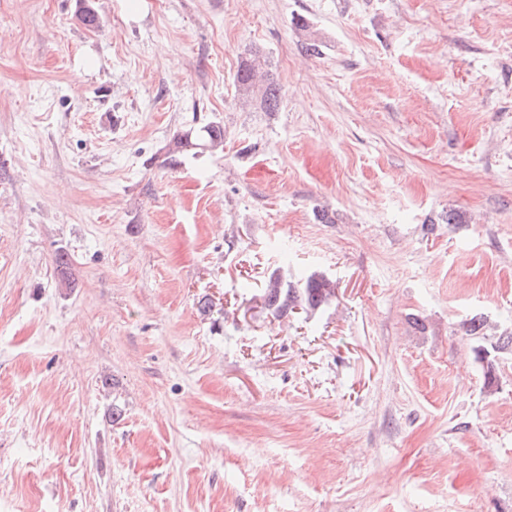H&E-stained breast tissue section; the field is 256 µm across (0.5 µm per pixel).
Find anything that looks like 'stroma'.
<instances>
[{"label":"stroma","instance_id":"stroma-1","mask_svg":"<svg viewBox=\"0 0 512 512\" xmlns=\"http://www.w3.org/2000/svg\"><path fill=\"white\" fill-rule=\"evenodd\" d=\"M92 6L0 0V512H512V0ZM265 66L263 56L257 51H250L241 61L235 85L242 96L257 95L262 109L275 112L281 104V89ZM220 147H224V126L218 122H209L176 134L166 145V160L177 163L180 157ZM332 282L321 274H311L303 282L284 280L271 274L264 292V306L275 317L284 318L297 307L315 311L327 305L333 296Z\"/></svg>","mask_w":512,"mask_h":512}]
</instances>
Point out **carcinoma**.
Returning a JSON list of instances; mask_svg holds the SVG:
<instances>
[{
	"instance_id": "1",
	"label": "carcinoma",
	"mask_w": 512,
	"mask_h": 512,
	"mask_svg": "<svg viewBox=\"0 0 512 512\" xmlns=\"http://www.w3.org/2000/svg\"><path fill=\"white\" fill-rule=\"evenodd\" d=\"M266 61L257 51L249 52L241 61L235 75V85L243 96H257L259 105L267 112H275L281 104V89L274 77L265 70ZM224 146V126L209 122L197 128L176 134L166 145L167 160L175 163L186 155H197ZM56 271L61 281L72 283L69 255L60 251L55 256ZM333 296L332 282L314 273L303 282H292L278 274L268 278L264 292V306L274 316L284 318L301 307L315 311L327 305ZM465 335L475 338L484 335L486 320L473 316L461 324Z\"/></svg>"
}]
</instances>
